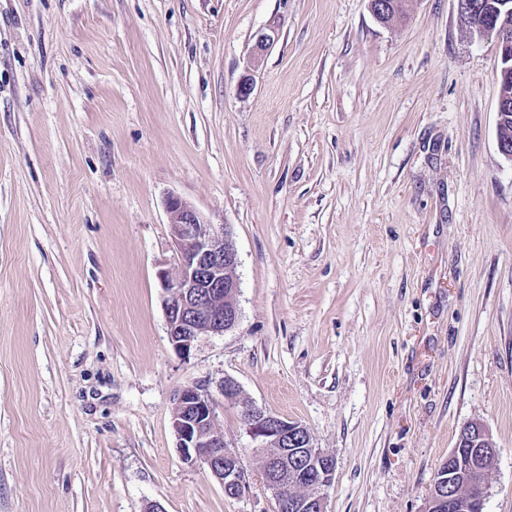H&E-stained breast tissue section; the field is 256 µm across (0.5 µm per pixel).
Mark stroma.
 I'll list each match as a JSON object with an SVG mask.
<instances>
[{"instance_id":"obj_1","label":"stroma","mask_w":512,"mask_h":512,"mask_svg":"<svg viewBox=\"0 0 512 512\" xmlns=\"http://www.w3.org/2000/svg\"><path fill=\"white\" fill-rule=\"evenodd\" d=\"M368 4L0 0V512H276L228 377L334 457L325 512H426L475 421L484 512H512L500 55L456 0L388 25ZM172 193L239 259L238 323L187 358ZM190 385L241 498L180 456Z\"/></svg>"}]
</instances>
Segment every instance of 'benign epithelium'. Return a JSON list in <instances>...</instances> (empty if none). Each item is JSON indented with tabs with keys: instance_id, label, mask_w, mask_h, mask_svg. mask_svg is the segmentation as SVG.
I'll list each match as a JSON object with an SVG mask.
<instances>
[{
	"instance_id": "obj_1",
	"label": "benign epithelium",
	"mask_w": 512,
	"mask_h": 512,
	"mask_svg": "<svg viewBox=\"0 0 512 512\" xmlns=\"http://www.w3.org/2000/svg\"><path fill=\"white\" fill-rule=\"evenodd\" d=\"M472 33L494 38L504 54L512 47V27L497 25L492 17L475 26ZM166 212L176 255L175 274L159 272L167 336L179 355L189 357L202 337L222 335L239 319L238 256L228 231H216L180 196H167ZM238 391L234 380H224V400L239 406L252 447L278 449L274 467L264 476L277 512H325L324 491L334 480V458L313 445L305 426L255 406L240 398ZM172 428L185 462L205 466L223 486L226 497L242 496L249 473L238 452L226 445L215 427L214 402L207 394L196 386L180 389L174 396ZM459 437L463 441L474 437L484 444L477 449L475 460L478 493L463 498L442 482L433 488L432 505L450 512H481L489 480L484 461L496 456V448L479 423L466 425Z\"/></svg>"
}]
</instances>
